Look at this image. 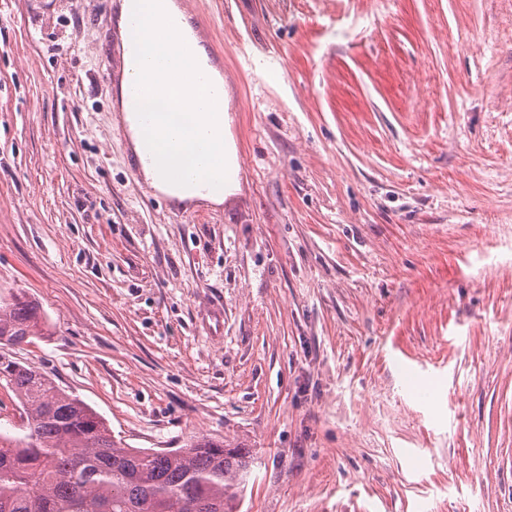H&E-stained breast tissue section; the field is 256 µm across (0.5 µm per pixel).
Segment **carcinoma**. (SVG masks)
I'll return each mask as SVG.
<instances>
[{"label": "carcinoma", "mask_w": 512, "mask_h": 512, "mask_svg": "<svg viewBox=\"0 0 512 512\" xmlns=\"http://www.w3.org/2000/svg\"><path fill=\"white\" fill-rule=\"evenodd\" d=\"M41 331L35 301L0 304V344ZM0 385L21 404L28 430L22 439L0 433V512H238L249 449L206 437L177 450L129 448L91 406L4 354Z\"/></svg>", "instance_id": "obj_1"}]
</instances>
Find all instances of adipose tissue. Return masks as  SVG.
I'll return each mask as SVG.
<instances>
[{
	"mask_svg": "<svg viewBox=\"0 0 512 512\" xmlns=\"http://www.w3.org/2000/svg\"><path fill=\"white\" fill-rule=\"evenodd\" d=\"M131 0H120L115 25L122 38L118 44L124 63L138 59L151 61V68L141 72V80L150 88L140 107L143 111L154 113L160 126L179 128L183 136V151L178 155H161L155 168L145 170L144 176L150 185L164 193L169 199L187 207L206 203L214 207L222 206L224 201L234 195L238 189L237 180L230 175L220 179L218 186L202 190L198 184L171 179L170 174L193 161L195 137L198 128L206 126L215 131L209 145L211 153L222 164L232 162L234 144L227 127L228 117L225 110L227 98H220L218 104L205 105L198 99L193 74L197 67L207 65L208 55L203 44H196L193 54H186L181 44L166 37L162 24L176 22L182 28H189L186 15L177 6L175 0H159V28L148 31L137 45H129L124 40Z\"/></svg>",
	"mask_w": 512,
	"mask_h": 512,
	"instance_id": "ef3b65f1",
	"label": "adipose tissue"
}]
</instances>
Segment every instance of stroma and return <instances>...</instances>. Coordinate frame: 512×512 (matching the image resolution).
Here are the masks:
<instances>
[{
    "instance_id": "1",
    "label": "stroma",
    "mask_w": 512,
    "mask_h": 512,
    "mask_svg": "<svg viewBox=\"0 0 512 512\" xmlns=\"http://www.w3.org/2000/svg\"><path fill=\"white\" fill-rule=\"evenodd\" d=\"M239 190L145 200L112 0H0L7 347L239 512H512V0H188ZM42 319L40 307L33 300L13 296L11 302L1 301L0 344L29 343L30 338L41 334Z\"/></svg>"
}]
</instances>
